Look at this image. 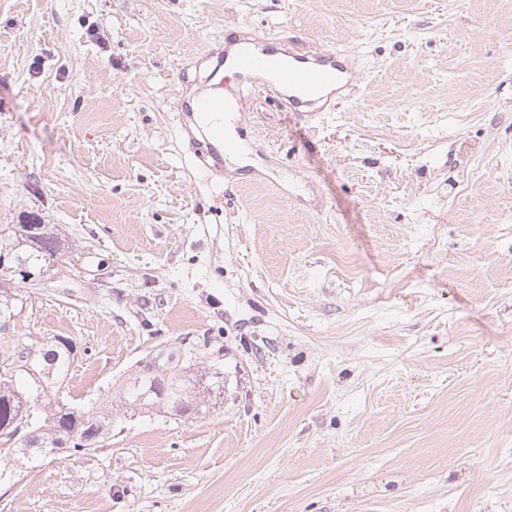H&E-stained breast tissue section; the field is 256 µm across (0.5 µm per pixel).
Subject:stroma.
I'll return each mask as SVG.
<instances>
[{
    "instance_id": "35a3bbf8",
    "label": "stroma",
    "mask_w": 512,
    "mask_h": 512,
    "mask_svg": "<svg viewBox=\"0 0 512 512\" xmlns=\"http://www.w3.org/2000/svg\"><path fill=\"white\" fill-rule=\"evenodd\" d=\"M335 53L204 165L182 103L234 37ZM70 248L15 331L108 406L162 349L224 376L8 463L0 512H512V0H0V225Z\"/></svg>"
}]
</instances>
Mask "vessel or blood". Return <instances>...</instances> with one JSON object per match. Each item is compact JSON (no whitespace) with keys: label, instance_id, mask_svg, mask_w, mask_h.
I'll return each instance as SVG.
<instances>
[{"label":"vessel or blood","instance_id":"1","mask_svg":"<svg viewBox=\"0 0 512 512\" xmlns=\"http://www.w3.org/2000/svg\"><path fill=\"white\" fill-rule=\"evenodd\" d=\"M234 71L255 83L265 82L272 75L271 92L298 112H315L318 104L329 95L342 90L354 91L356 80L347 75L333 55L304 57L282 54L269 49L256 52L243 45L231 58ZM190 116L194 126L207 133L214 164L224 162L225 154L234 152L236 144L224 132V116L229 108L223 92L209 91L193 96Z\"/></svg>","mask_w":512,"mask_h":512}]
</instances>
